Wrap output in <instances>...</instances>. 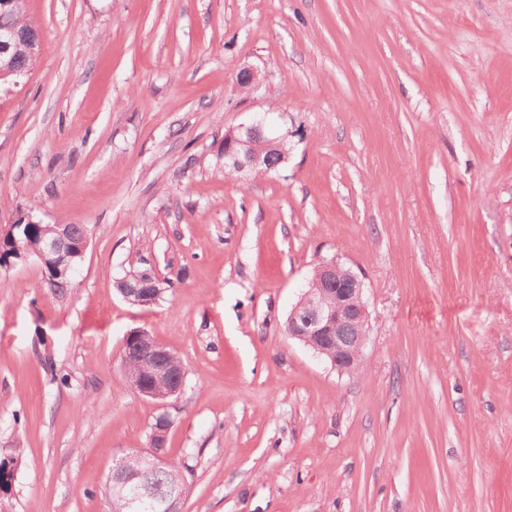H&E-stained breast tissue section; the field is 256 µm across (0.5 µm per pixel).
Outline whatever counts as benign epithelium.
I'll return each instance as SVG.
<instances>
[{"mask_svg": "<svg viewBox=\"0 0 512 512\" xmlns=\"http://www.w3.org/2000/svg\"><path fill=\"white\" fill-rule=\"evenodd\" d=\"M21 38L15 29L0 30V59L9 55L10 49ZM263 124L254 121L240 125L224 133V166L240 172L271 173L277 166L271 164L269 152L277 149L278 139L262 137ZM34 221L27 215H20L15 223L0 229V243L12 237V243L19 258L26 261L36 258L41 265L52 262L59 276L64 277L74 269L77 260L83 257L87 248L88 235L79 240L72 239L67 225L57 224L52 235L42 239V246L30 252L22 245L16 230ZM315 286L307 289L298 303L288 314V337L309 347L319 357L327 360L342 373H353L359 369L368 338V312L364 301V284L351 268L336 260L323 261L314 268ZM123 297L135 305L152 303L149 289L155 283L148 278L129 276ZM172 351L156 337L143 330L130 332L124 341L122 364L124 369L134 366L151 377L156 386L134 385L140 396L166 404V400L176 396L186 381L185 368H172ZM172 425L169 414L156 418L150 438L154 464H164V451L167 434ZM129 457H124L112 469L111 480L114 488H132L139 496H145L144 486L139 482L140 475L128 466Z\"/></svg>", "mask_w": 512, "mask_h": 512, "instance_id": "obj_1", "label": "benign epithelium"}]
</instances>
